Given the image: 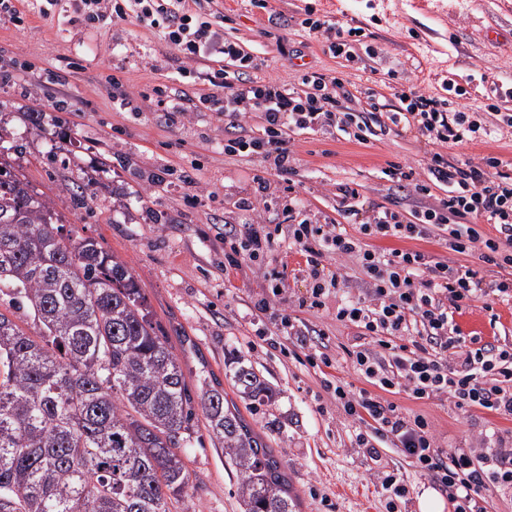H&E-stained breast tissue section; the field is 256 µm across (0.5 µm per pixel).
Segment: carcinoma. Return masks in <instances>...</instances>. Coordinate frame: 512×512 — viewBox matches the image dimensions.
Instances as JSON below:
<instances>
[{
  "label": "carcinoma",
  "mask_w": 512,
  "mask_h": 512,
  "mask_svg": "<svg viewBox=\"0 0 512 512\" xmlns=\"http://www.w3.org/2000/svg\"><path fill=\"white\" fill-rule=\"evenodd\" d=\"M0 512H168L199 418L240 475V512H295L273 449L209 379L192 393L126 264L65 228L0 161ZM231 382L271 388L247 365Z\"/></svg>",
  "instance_id": "cac0c4a2"
}]
</instances>
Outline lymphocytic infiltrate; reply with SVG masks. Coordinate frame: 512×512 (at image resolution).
Here are the masks:
<instances>
[{"label":"lymphocytic infiltrate","instance_id":"f902f5d3","mask_svg":"<svg viewBox=\"0 0 512 512\" xmlns=\"http://www.w3.org/2000/svg\"><path fill=\"white\" fill-rule=\"evenodd\" d=\"M73 7L88 24L132 19L156 33L176 52L182 77L223 89L228 125L260 113V136L227 139L224 152L260 156L278 175L293 169L288 134L294 130L333 127L363 143L372 127L388 121L395 134L411 133L437 145L426 162L427 181L419 190L444 186L448 195L417 211L413 219L383 206L353 235L340 224L310 223L292 207L285 226L225 225L224 268L239 269L246 260L261 271L274 247L284 244L295 250L314 281L304 306L324 308L325 296L338 292L337 321L358 330L360 342L351 353L352 363L372 384V391H352L340 379L326 381L325 386L358 425L359 447L379 460L372 439L391 435L417 472L447 491L452 512H488L490 491L512 498L511 434L497 437L492 448L446 451L424 418L400 416L386 399L387 393L401 388L417 399L445 397L461 409L512 417V346L496 338L482 342L466 337L456 321L473 303L512 300V279L489 285L472 268L400 246L378 250L369 244L373 238L425 239L439 230L447 232L453 252L478 248L487 262L512 266V175L504 172L503 160L490 153L476 163H452L440 151L444 145L482 143L493 130L511 129L512 113L489 104L491 121L484 124L453 107L446 97L414 90L400 93L397 110L387 114L380 113L375 102L369 111L347 112L336 99L339 78L307 73L297 88L250 79L249 71L258 67L255 58L239 43L225 39L186 0H74ZM301 26L321 36L333 56L354 60L352 40L362 36V28L310 17ZM214 56L234 62L240 79L230 82L223 71L200 70V63ZM480 223L493 225L496 237L481 239L476 230ZM329 254L359 258L367 277L363 296L352 297L344 276L327 270L324 259Z\"/></svg>","mask_w":512,"mask_h":512}]
</instances>
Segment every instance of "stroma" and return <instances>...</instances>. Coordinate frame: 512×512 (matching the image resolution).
<instances>
[{
  "instance_id": "stroma-1",
  "label": "stroma",
  "mask_w": 512,
  "mask_h": 512,
  "mask_svg": "<svg viewBox=\"0 0 512 512\" xmlns=\"http://www.w3.org/2000/svg\"><path fill=\"white\" fill-rule=\"evenodd\" d=\"M309 8L363 28L372 55L351 62L331 55L320 36L300 27ZM212 21L256 58L255 77L289 88L311 72L343 79L337 96L348 112L366 111L372 96L394 111L397 91L409 88L442 95L450 77L464 89L468 111L494 103L512 112V0H214ZM0 69L15 75L0 84V158L52 203L62 223L95 237L126 263L188 382L207 372L237 404L280 455L299 512H386V495L372 476L376 463L357 447L355 426L326 390L325 374L290 357L295 339L258 310L269 278L247 261L225 271L221 233L228 224L283 223L291 205L311 223L354 230L357 217L344 213L341 186L358 190L359 217L382 205L412 216L422 195L414 185L397 187L385 170L391 163L409 165L417 182L425 181L430 145L410 134L360 144L331 128L297 131L290 135L294 171L278 176L260 158L225 155L228 129L216 110L201 106L191 121H171L170 104L155 87L193 99L211 88L184 82L174 50L158 35L132 20L89 27L59 7L45 17L29 13L21 26L0 22ZM38 115L52 121L51 130L40 129ZM258 175L270 184L266 198L243 210ZM76 185L84 204L73 202ZM405 246L472 268L488 282L512 275L483 262L479 252L448 251L441 231ZM269 266L285 275V307L297 328L314 331L307 353L326 349L333 361L329 374L353 390L368 388L349 357L357 329L337 321L335 297L320 310L299 308L311 287L299 255L275 248ZM494 314L499 320L493 325ZM458 322L464 332L512 343V303L495 302L489 312L473 307ZM240 360L272 389L271 404L248 405L232 386L229 375ZM387 399L403 416L424 417L444 449L512 432V418L471 413L443 397L417 399L402 391ZM378 449L381 463L409 486L400 512H420L418 496L430 479L391 441ZM184 460L190 488L171 512H240L238 476L219 440L203 435Z\"/></svg>"
}]
</instances>
